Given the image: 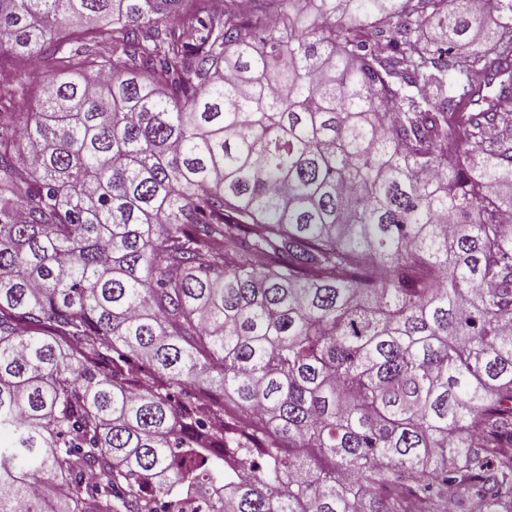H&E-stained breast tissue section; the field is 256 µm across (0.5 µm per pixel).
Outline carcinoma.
<instances>
[{
	"instance_id": "obj_1",
	"label": "carcinoma",
	"mask_w": 512,
	"mask_h": 512,
	"mask_svg": "<svg viewBox=\"0 0 512 512\" xmlns=\"http://www.w3.org/2000/svg\"><path fill=\"white\" fill-rule=\"evenodd\" d=\"M251 2L0 0V512H512V0ZM4 68L11 72L12 79L9 82L0 83V89H10L14 87L19 80L25 84L27 89L24 95V104L20 109L9 107V104L3 100L0 104V112H30L32 109H35L37 107L36 90L38 88L39 81L45 75L49 74L45 60L42 58L29 59L21 66L5 65Z\"/></svg>"
}]
</instances>
